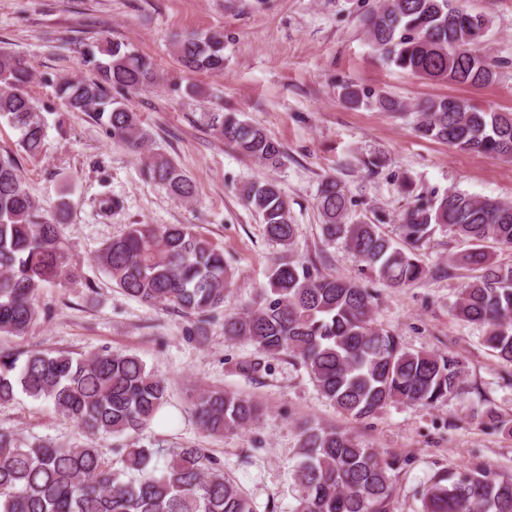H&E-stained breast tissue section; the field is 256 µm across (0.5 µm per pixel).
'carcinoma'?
Segmentation results:
<instances>
[{
    "label": "carcinoma",
    "mask_w": 512,
    "mask_h": 512,
    "mask_svg": "<svg viewBox=\"0 0 512 512\" xmlns=\"http://www.w3.org/2000/svg\"><path fill=\"white\" fill-rule=\"evenodd\" d=\"M487 20L451 0H382L363 19L374 50L388 63L430 81L469 88L490 85L497 64L480 50ZM223 35L191 32L175 38L184 71L224 70ZM89 79H64L56 95L69 112H87L105 134L139 152L150 133L138 113L112 97L158 79L152 60L123 43L83 53ZM36 74L21 56L0 49V120L20 131L19 147L40 154L46 123L26 93ZM342 97L359 108L416 115L424 138L461 151L512 161V112L486 111L448 96L410 107L384 92L348 84ZM201 120L224 142L260 164L284 163L283 145L266 129L236 112H203ZM144 176L179 201L196 194L193 178L161 154L149 158ZM267 238L280 248L253 301L224 316V337L251 343L256 358L244 369L258 373L287 356L308 372L319 394L341 413L364 420L392 403L434 407L466 393L462 360L405 349L392 331L372 318L374 294L355 278L323 273L294 258L295 225L288 200L274 181L241 189ZM350 200L334 178L322 181L321 232L339 241L370 277L394 288L419 282L430 269L418 250L441 228L467 245L454 263L478 272L459 291L451 313L484 328L483 344L512 363V264L499 263L491 246L512 249V202L453 191L419 203L398 225L405 247L381 225L349 221ZM55 215L23 186L18 164L0 155V334L24 336L46 310L37 298L48 284L79 277ZM94 261L121 291L151 306H170L193 319L189 334H206L207 316L224 307L232 275L224 251L187 224H131L96 251ZM169 382L133 353L102 349L79 356L67 351H0V404L22 391L53 405L90 436L134 439L166 403ZM194 414L209 436L259 422L263 409L249 397L224 390L202 392ZM473 418L512 434L485 404ZM166 455L163 466L153 459ZM114 467L92 445L23 442L0 428V512H255L253 501L203 448H126ZM396 462L359 443L348 431L313 424L300 427L292 470L295 512H391ZM423 512H512V478L463 468L435 478L422 493Z\"/></svg>",
    "instance_id": "1"
}]
</instances>
